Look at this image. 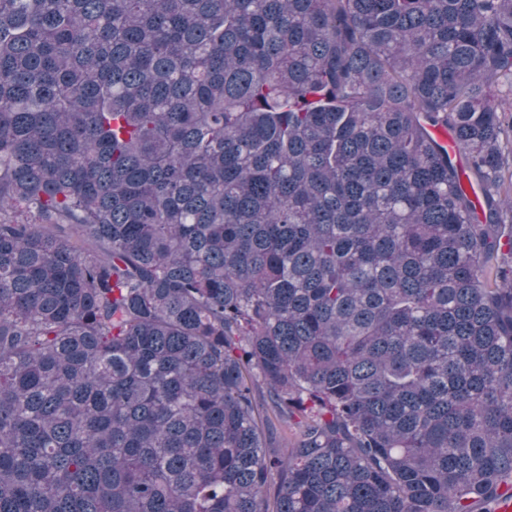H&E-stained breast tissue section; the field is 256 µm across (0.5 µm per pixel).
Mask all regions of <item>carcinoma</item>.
<instances>
[{
    "label": "carcinoma",
    "mask_w": 512,
    "mask_h": 512,
    "mask_svg": "<svg viewBox=\"0 0 512 512\" xmlns=\"http://www.w3.org/2000/svg\"><path fill=\"white\" fill-rule=\"evenodd\" d=\"M510 265L512 0H0V512H490Z\"/></svg>",
    "instance_id": "1"
}]
</instances>
